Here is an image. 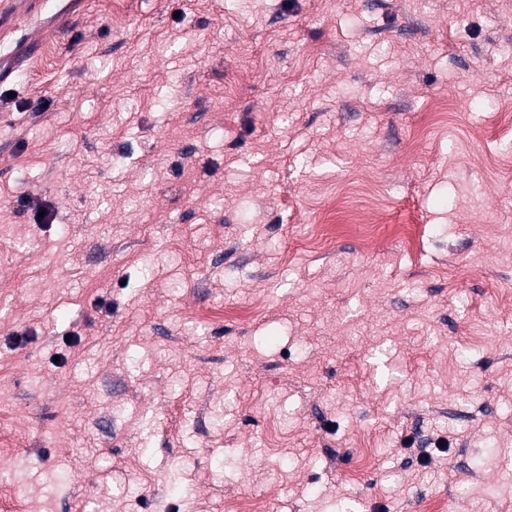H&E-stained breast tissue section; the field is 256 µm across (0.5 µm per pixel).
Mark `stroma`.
Masks as SVG:
<instances>
[{"instance_id": "35a3bbf8", "label": "stroma", "mask_w": 512, "mask_h": 512, "mask_svg": "<svg viewBox=\"0 0 512 512\" xmlns=\"http://www.w3.org/2000/svg\"><path fill=\"white\" fill-rule=\"evenodd\" d=\"M508 45L512 0H0V512H512Z\"/></svg>"}]
</instances>
